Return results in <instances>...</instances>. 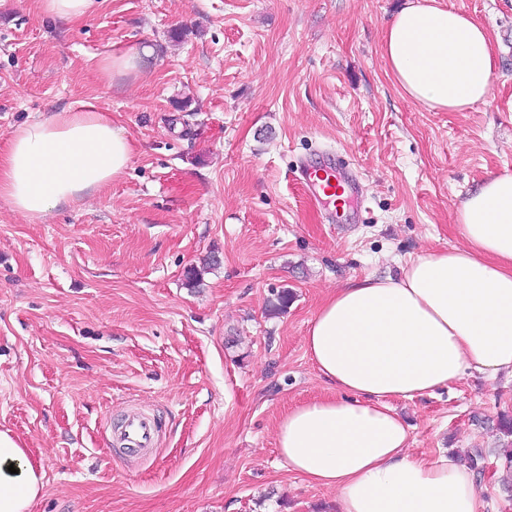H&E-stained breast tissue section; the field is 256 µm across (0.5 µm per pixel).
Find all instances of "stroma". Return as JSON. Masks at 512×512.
Returning <instances> with one entry per match:
<instances>
[{"label":"stroma","mask_w":512,"mask_h":512,"mask_svg":"<svg viewBox=\"0 0 512 512\" xmlns=\"http://www.w3.org/2000/svg\"><path fill=\"white\" fill-rule=\"evenodd\" d=\"M401 2L102 0L71 23L0 0V140L90 103L134 144L84 202L31 220L0 199V431L42 466L29 512H336L335 490L276 446L283 412L328 392L310 320L348 281L462 245L456 207L512 173V0H444L497 50L491 97L465 112L428 109L388 75ZM145 48L138 70L101 73ZM325 153L358 175L360 222L329 223L306 195L297 165ZM285 288L287 310L268 314ZM134 407L158 426L144 455L112 446ZM395 407L411 455L482 453L487 512H512L498 428L512 378Z\"/></svg>","instance_id":"1"}]
</instances>
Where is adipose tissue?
Wrapping results in <instances>:
<instances>
[{"label":"adipose tissue","instance_id":"1","mask_svg":"<svg viewBox=\"0 0 512 512\" xmlns=\"http://www.w3.org/2000/svg\"><path fill=\"white\" fill-rule=\"evenodd\" d=\"M382 57L403 93L464 112L492 94L487 29L439 0H405ZM132 143L90 104L52 112L0 143V199L35 219L78 203L127 169ZM461 246L432 249L398 275L348 283L322 303L306 352L332 396L283 415L277 446L289 471L335 489L337 512H485L473 471L456 457L408 454L392 405L479 374L512 377V173L488 176L455 211ZM43 472L0 431V512H28Z\"/></svg>","mask_w":512,"mask_h":512}]
</instances>
